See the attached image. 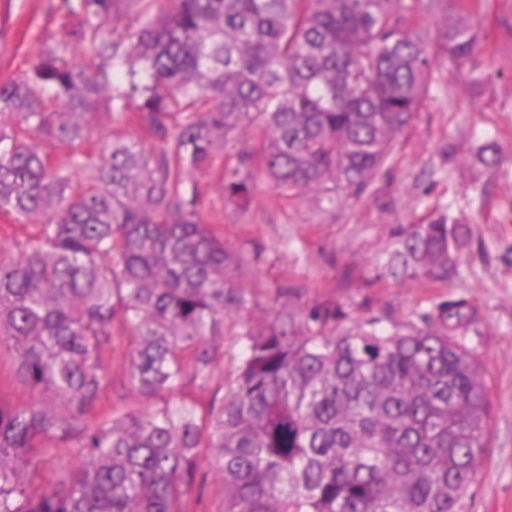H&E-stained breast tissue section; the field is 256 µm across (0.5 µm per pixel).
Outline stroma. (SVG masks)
<instances>
[{
  "label": "stroma",
  "mask_w": 512,
  "mask_h": 512,
  "mask_svg": "<svg viewBox=\"0 0 512 512\" xmlns=\"http://www.w3.org/2000/svg\"><path fill=\"white\" fill-rule=\"evenodd\" d=\"M52 0H0V76L36 54L39 34L74 27L50 13ZM493 77L472 86L433 64L434 82L400 136L391 163L360 197L319 212L291 203L254 178L249 208L225 205L215 174L194 179L203 215L242 255L237 277L252 322L291 311L297 329L311 308L331 304L342 332L368 317L403 322L426 308L432 288L385 274L395 225L424 222L444 205L468 229L459 277L446 292L472 305L471 345L486 371L490 448L465 512H512V0H474ZM496 142L503 160L486 167L479 146Z\"/></svg>",
  "instance_id": "35a3bbf8"
}]
</instances>
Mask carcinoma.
Returning a JSON list of instances; mask_svg holds the SVG:
<instances>
[{
  "mask_svg": "<svg viewBox=\"0 0 512 512\" xmlns=\"http://www.w3.org/2000/svg\"><path fill=\"white\" fill-rule=\"evenodd\" d=\"M58 12L77 26L0 77V214L13 218L0 235L28 227L17 255H0V351L32 392L0 394V512H204L190 494L202 454L221 512H463L492 416L469 301L439 292L414 320L338 335L331 305L301 336L292 313L245 323L226 378L215 337L247 299L191 176L242 134L250 145L218 171L225 203L248 207L256 173L323 212L360 195L435 58L485 82L469 5L433 32L410 0H58ZM122 17L136 26L119 32ZM115 112L134 133L94 137V118ZM463 228L434 208L394 231L388 269L447 286ZM118 337L128 395L114 399ZM47 469L64 480L34 486Z\"/></svg>",
  "mask_w": 512,
  "mask_h": 512,
  "instance_id": "cac0c4a2",
  "label": "carcinoma"
}]
</instances>
